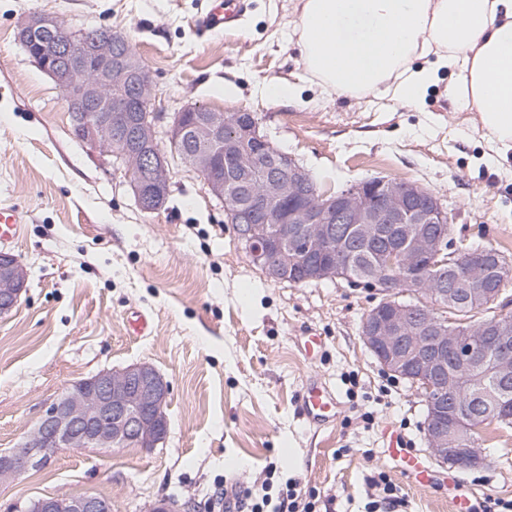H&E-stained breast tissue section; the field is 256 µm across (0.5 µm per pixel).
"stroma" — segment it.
Returning <instances> with one entry per match:
<instances>
[{"label": "stroma", "instance_id": "1", "mask_svg": "<svg viewBox=\"0 0 512 512\" xmlns=\"http://www.w3.org/2000/svg\"><path fill=\"white\" fill-rule=\"evenodd\" d=\"M246 2L241 25L201 38L194 19L208 0H0V204L23 216L6 250L29 272L20 304L0 316V451L99 371L147 362L170 384L163 445L59 450L44 469L0 484V512L85 493L111 499L112 512H149L164 497L221 512V492L275 499L291 481L316 512H367L381 473L398 512H454L459 498L489 512L512 499V429L487 428L479 468L431 463L426 488L388 461L387 426L428 454L426 407L361 339L375 289L267 280L201 177L176 160L165 206L143 212L125 167L74 138L62 90L17 40L35 11L73 30L126 34L152 76L155 111L251 112L319 191L373 176L419 183L447 208L455 239L512 259V150H491L441 85L415 108L324 90L288 42L298 0ZM269 81L292 85L294 98L262 93ZM135 310L151 316V335L128 334ZM311 333L325 343L313 362L298 349ZM312 376L343 405L334 424L299 412Z\"/></svg>", "mask_w": 512, "mask_h": 512}]
</instances>
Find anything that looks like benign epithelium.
<instances>
[{"instance_id": "1", "label": "benign epithelium", "mask_w": 512, "mask_h": 512, "mask_svg": "<svg viewBox=\"0 0 512 512\" xmlns=\"http://www.w3.org/2000/svg\"><path fill=\"white\" fill-rule=\"evenodd\" d=\"M26 54L63 91L76 139L121 161L142 211L168 199L170 162L157 141L164 113L151 109L152 79L124 36L108 28L75 32L57 17L34 12L19 25ZM172 153L207 184L234 224L237 241L275 283L341 280L356 286L354 239L377 234L379 224H410L407 248L375 254L373 287L382 299L365 316L361 336L382 366L416 381L427 395L426 442L434 459L473 469L485 462L479 442H466V416L448 396L464 368L490 366L512 383V319L500 314L462 333L448 311L498 309L512 264L477 248L449 253L441 225L450 220L432 193L397 179L366 180L337 194H320L309 171L259 134L246 111L223 113L199 106L176 113L168 126ZM257 142L275 171L257 193L230 181L225 161H247ZM435 281L432 290L427 283ZM27 271L0 252V314L21 301ZM411 292H405V289ZM169 383L149 363L103 370L73 383L45 410L17 448L0 453V483L43 469L61 448L152 449L165 442ZM189 501L162 498L152 512H192ZM35 512H112V500L93 494L55 495Z\"/></svg>"}]
</instances>
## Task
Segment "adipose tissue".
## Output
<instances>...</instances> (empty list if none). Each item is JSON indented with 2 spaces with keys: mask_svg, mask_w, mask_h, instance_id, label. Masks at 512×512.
<instances>
[{
  "mask_svg": "<svg viewBox=\"0 0 512 512\" xmlns=\"http://www.w3.org/2000/svg\"><path fill=\"white\" fill-rule=\"evenodd\" d=\"M291 37L312 78L418 106L447 80L453 111L512 148V0H300Z\"/></svg>",
  "mask_w": 512,
  "mask_h": 512,
  "instance_id": "1",
  "label": "adipose tissue"
}]
</instances>
